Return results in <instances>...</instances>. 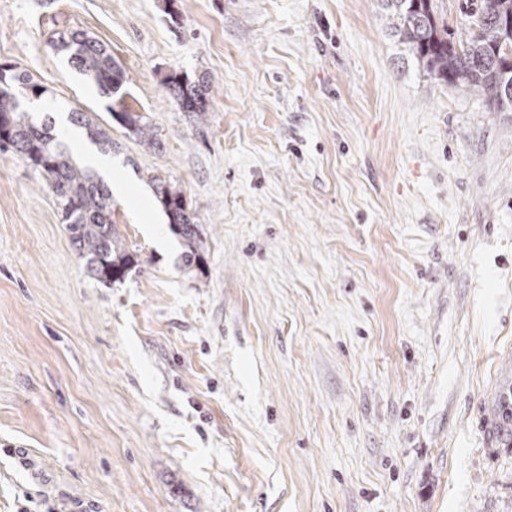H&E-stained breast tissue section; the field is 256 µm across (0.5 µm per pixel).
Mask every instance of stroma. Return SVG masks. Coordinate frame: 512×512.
I'll return each instance as SVG.
<instances>
[{
	"mask_svg": "<svg viewBox=\"0 0 512 512\" xmlns=\"http://www.w3.org/2000/svg\"><path fill=\"white\" fill-rule=\"evenodd\" d=\"M101 41L144 150L50 45ZM73 152L111 125L138 266L108 284L0 149V512H512V112L427 78L380 0H0ZM208 75L205 123L163 81ZM71 114L73 123L80 125L85 130L87 138L98 145L101 152L109 153L112 150V136L104 125L88 117L85 112H71ZM153 183L155 196L165 209L171 230L180 238L182 243V259L185 265L193 270V266H199L202 259L203 241L199 225L191 217L182 189L174 183L167 182L154 176L150 179Z\"/></svg>",
	"mask_w": 512,
	"mask_h": 512,
	"instance_id": "1",
	"label": "stroma"
}]
</instances>
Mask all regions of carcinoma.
Returning <instances> with one entry per match:
<instances>
[{"mask_svg": "<svg viewBox=\"0 0 512 512\" xmlns=\"http://www.w3.org/2000/svg\"><path fill=\"white\" fill-rule=\"evenodd\" d=\"M389 13L392 36L397 38L436 81L477 91L494 112H512V31L498 23L512 16V0H470L477 30L456 40L442 25L432 0H382ZM54 48L64 52L79 72L115 99L111 117L148 149L158 145L149 120L123 107L125 73L112 54L86 32L60 35ZM179 109L202 122L208 112L210 83L207 76L196 81L172 73L165 82ZM28 89L42 94L41 86L25 75L0 70V118L5 121L0 149H12L28 160L48 182L66 224L72 245L87 260L90 276L104 283L115 282L138 266L127 249L115 221L112 193L73 159V153L56 138L52 123H38L21 103L20 93ZM73 123L85 130L87 138L101 152L112 150V136L105 127L83 112L71 115ZM155 196L165 209L171 230L182 243V259L188 268L200 264L203 241L199 225L190 216L182 189L154 176Z\"/></svg>", "mask_w": 512, "mask_h": 512, "instance_id": "carcinoma-1", "label": "carcinoma"}]
</instances>
